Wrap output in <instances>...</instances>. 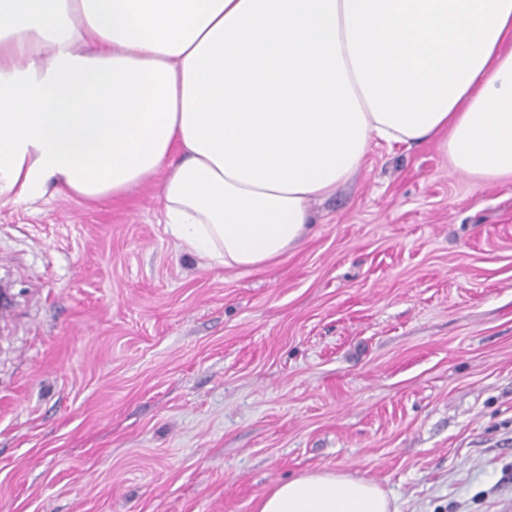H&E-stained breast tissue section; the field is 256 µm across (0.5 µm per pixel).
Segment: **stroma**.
I'll return each mask as SVG.
<instances>
[{
    "label": "stroma",
    "instance_id": "stroma-1",
    "mask_svg": "<svg viewBox=\"0 0 512 512\" xmlns=\"http://www.w3.org/2000/svg\"><path fill=\"white\" fill-rule=\"evenodd\" d=\"M160 184L0 205V512H255L341 470L397 512H512V179L373 147L242 272Z\"/></svg>",
    "mask_w": 512,
    "mask_h": 512
}]
</instances>
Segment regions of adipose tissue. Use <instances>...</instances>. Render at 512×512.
I'll list each match as a JSON object with an SVG mask.
<instances>
[{
	"label": "adipose tissue",
	"instance_id": "ef3b65f1",
	"mask_svg": "<svg viewBox=\"0 0 512 512\" xmlns=\"http://www.w3.org/2000/svg\"><path fill=\"white\" fill-rule=\"evenodd\" d=\"M512 178V0H0V204L160 182L187 252L264 268L373 144ZM255 512H396L300 474Z\"/></svg>",
	"mask_w": 512,
	"mask_h": 512
}]
</instances>
